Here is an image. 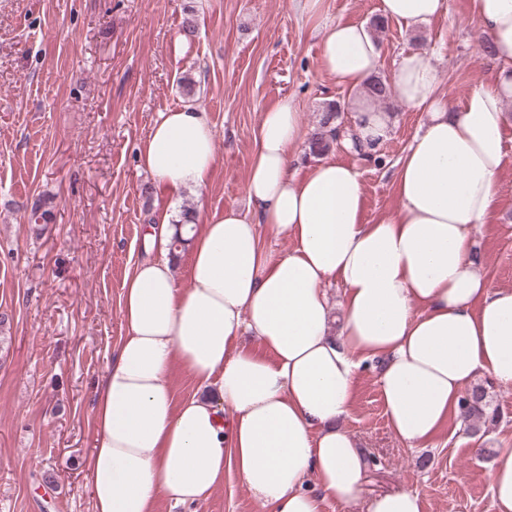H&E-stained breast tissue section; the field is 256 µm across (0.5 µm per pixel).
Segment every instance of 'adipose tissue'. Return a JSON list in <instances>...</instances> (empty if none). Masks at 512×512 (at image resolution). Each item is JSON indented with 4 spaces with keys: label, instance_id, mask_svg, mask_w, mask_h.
Segmentation results:
<instances>
[{
    "label": "adipose tissue",
    "instance_id": "ef3b65f1",
    "mask_svg": "<svg viewBox=\"0 0 512 512\" xmlns=\"http://www.w3.org/2000/svg\"><path fill=\"white\" fill-rule=\"evenodd\" d=\"M446 8V0H380L379 12L415 27ZM470 9L498 73L460 110L449 111L428 52L397 65L394 96L427 119L397 163L395 214L364 221L353 166L323 159L304 178L292 174L304 133L286 98L261 116L247 212L213 211L192 234L188 285L179 287L169 256L133 265L121 300L125 334L95 389L92 512H155L161 497L193 506L228 470L273 512H324L330 500L360 512H423L412 489L362 498L369 459L343 421L367 361L377 365L391 429L411 449L441 431L478 376L512 387V289L493 286L474 249L511 157L512 0H470ZM380 57L366 24L320 31L323 68L352 93L344 145L371 150L389 133L388 113L368 94ZM217 153L206 112L188 106L161 113L138 161L176 196L205 189ZM265 227L291 248L268 251ZM248 337L266 354L245 346ZM176 367L199 387L179 403L167 379ZM486 479L496 512H512V448Z\"/></svg>",
    "mask_w": 512,
    "mask_h": 512
}]
</instances>
